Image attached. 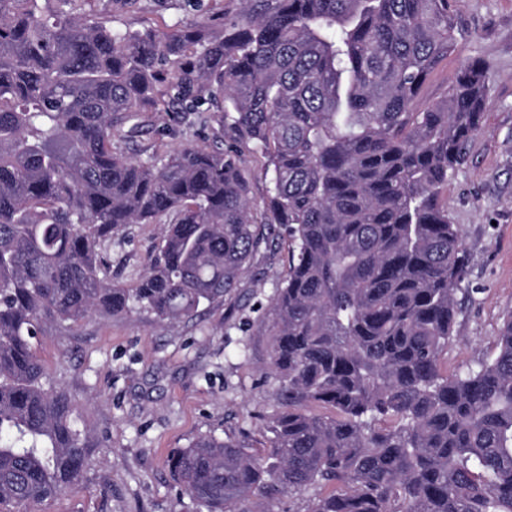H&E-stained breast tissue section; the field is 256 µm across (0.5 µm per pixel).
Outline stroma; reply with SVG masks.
Listing matches in <instances>:
<instances>
[{
  "label": "stroma",
  "instance_id": "35a3bbf8",
  "mask_svg": "<svg viewBox=\"0 0 512 512\" xmlns=\"http://www.w3.org/2000/svg\"><path fill=\"white\" fill-rule=\"evenodd\" d=\"M457 45L427 79L414 107L441 102L460 68L477 61L489 75L484 128L448 184V212L468 256L457 295L461 308L443 353L449 371L493 357L504 317L512 312V0H452ZM235 16L238 0H86L84 13L122 30L199 20L207 9ZM211 113L169 125L149 108L113 143L144 158L183 143L211 144ZM160 232L130 224L104 249L113 281L134 286ZM288 269V241L261 251L232 296L168 325L146 311L124 317L93 313L66 332L47 327L33 342L47 386L62 392L86 435L87 464L71 489L22 512H200L180 493L167 465L173 451L199 437H229L259 449L274 412L264 375L268 339L258 332L263 309ZM249 346L250 359L238 351Z\"/></svg>",
  "mask_w": 512,
  "mask_h": 512
}]
</instances>
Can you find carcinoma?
Returning a JSON list of instances; mask_svg holds the SVG:
<instances>
[{
    "mask_svg": "<svg viewBox=\"0 0 512 512\" xmlns=\"http://www.w3.org/2000/svg\"><path fill=\"white\" fill-rule=\"evenodd\" d=\"M0 0V512L74 486L85 441L32 340L95 311L175 324L231 297L263 246L288 270L261 318L274 414L260 453L198 438L169 459L204 512H512V315L497 352L448 374L467 259L443 193L483 128L489 78L454 51L450 0H240L237 15L116 30L76 0ZM211 144L136 159L144 106ZM261 154L262 202L238 146ZM162 225L133 288L103 246Z\"/></svg>",
    "mask_w": 512,
    "mask_h": 512,
    "instance_id": "cac0c4a2",
    "label": "carcinoma"
}]
</instances>
